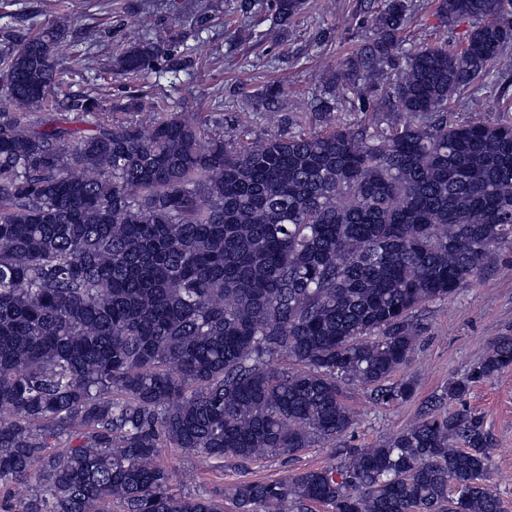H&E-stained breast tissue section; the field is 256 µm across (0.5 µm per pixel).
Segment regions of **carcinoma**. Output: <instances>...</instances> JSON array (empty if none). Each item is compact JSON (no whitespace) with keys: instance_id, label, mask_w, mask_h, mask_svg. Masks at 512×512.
<instances>
[{"instance_id":"cac0c4a2","label":"carcinoma","mask_w":512,"mask_h":512,"mask_svg":"<svg viewBox=\"0 0 512 512\" xmlns=\"http://www.w3.org/2000/svg\"><path fill=\"white\" fill-rule=\"evenodd\" d=\"M275 7L286 26L303 0ZM413 8L384 0L335 99L259 138L164 105L83 95L58 110L65 17L0 46V489L38 475L18 512H224L171 493L161 449L293 456L352 428L346 385L413 397L414 382H383L409 360L415 312L512 245V120L448 113L495 86L512 0H438L468 36L406 49ZM171 56L133 42L112 74ZM349 93L409 120H332ZM511 368L507 334L448 402ZM488 446L461 407L229 496L235 512H500Z\"/></svg>"}]
</instances>
